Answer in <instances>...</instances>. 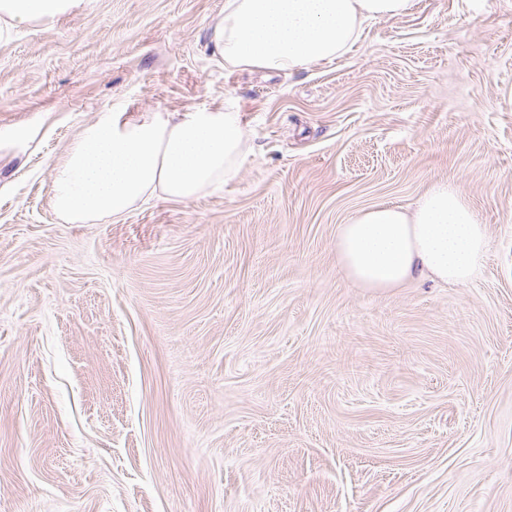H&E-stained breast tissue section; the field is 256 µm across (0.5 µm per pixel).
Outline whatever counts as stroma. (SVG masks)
Here are the masks:
<instances>
[{
    "label": "stroma",
    "instance_id": "1",
    "mask_svg": "<svg viewBox=\"0 0 512 512\" xmlns=\"http://www.w3.org/2000/svg\"><path fill=\"white\" fill-rule=\"evenodd\" d=\"M224 0H85L0 39V512H512V0H415L292 74L225 68ZM233 106L238 176L63 222L112 114ZM448 181L461 286L350 282L336 233Z\"/></svg>",
    "mask_w": 512,
    "mask_h": 512
}]
</instances>
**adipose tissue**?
I'll return each mask as SVG.
<instances>
[{"label": "adipose tissue", "mask_w": 512, "mask_h": 512, "mask_svg": "<svg viewBox=\"0 0 512 512\" xmlns=\"http://www.w3.org/2000/svg\"><path fill=\"white\" fill-rule=\"evenodd\" d=\"M84 0H0V37L79 9ZM414 0H224L208 27L215 56L231 69L291 73L342 56L362 23L390 20ZM249 150L238 112H159L121 124L104 117L83 129L54 173L53 206L66 222L118 220L148 199L189 201L232 181ZM488 248L484 224L447 182L414 208L378 204L336 235L349 279L371 290L414 279L462 285Z\"/></svg>", "instance_id": "ef3b65f1"}]
</instances>
